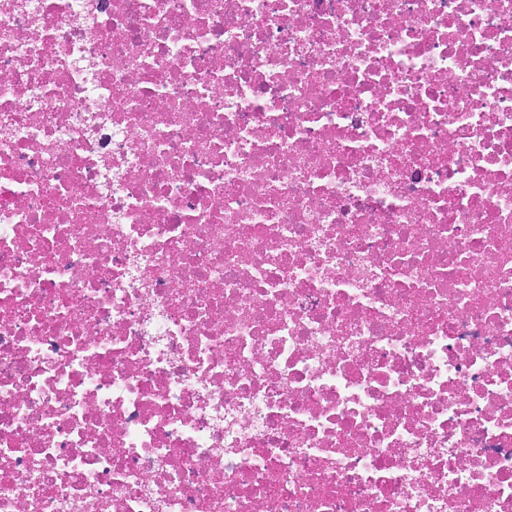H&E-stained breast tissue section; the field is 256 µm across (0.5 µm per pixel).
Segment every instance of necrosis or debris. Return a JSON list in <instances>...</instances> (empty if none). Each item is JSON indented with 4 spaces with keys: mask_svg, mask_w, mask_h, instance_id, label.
Listing matches in <instances>:
<instances>
[{
    "mask_svg": "<svg viewBox=\"0 0 512 512\" xmlns=\"http://www.w3.org/2000/svg\"><path fill=\"white\" fill-rule=\"evenodd\" d=\"M0 512H512V0H0Z\"/></svg>",
    "mask_w": 512,
    "mask_h": 512,
    "instance_id": "obj_1",
    "label": "necrosis or debris"
}]
</instances>
